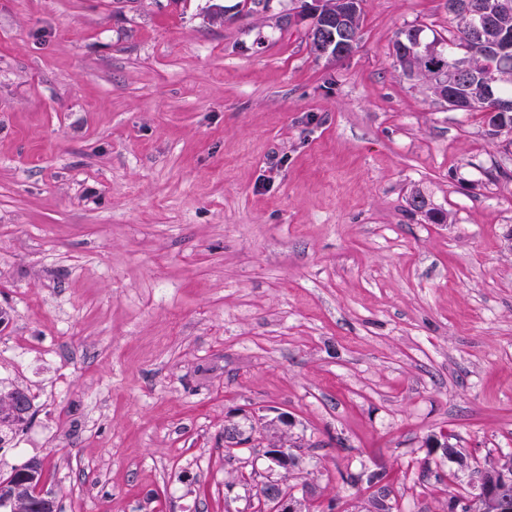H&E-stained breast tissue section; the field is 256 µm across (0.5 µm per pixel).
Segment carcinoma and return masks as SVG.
I'll list each match as a JSON object with an SVG mask.
<instances>
[{
  "label": "carcinoma",
  "instance_id": "obj_1",
  "mask_svg": "<svg viewBox=\"0 0 512 512\" xmlns=\"http://www.w3.org/2000/svg\"><path fill=\"white\" fill-rule=\"evenodd\" d=\"M464 0H453L448 5V15L454 23V29L448 38H439L448 52L468 40L470 30L467 28V14L462 8ZM393 49L397 62L404 73L418 75L431 83V89L438 98H447L448 106H465V111H477L484 113L487 125L497 124L496 117L491 115L492 105L488 101L487 90H493L498 97L512 98V12L502 15L491 21L485 30L482 42L468 58L467 75L457 81L451 88L450 94H445L434 79L431 66H450V58L445 56L435 62L430 61L419 52L408 54L402 51L399 42L393 43ZM508 72L509 77L498 84H490V74L493 72ZM32 403L20 413H8L5 407L0 405V443L4 436L27 422L31 417ZM43 478V465L38 460H29L21 467L13 469L8 474H0V501L21 502L20 507L14 512H52L56 504H48L40 496Z\"/></svg>",
  "mask_w": 512,
  "mask_h": 512
}]
</instances>
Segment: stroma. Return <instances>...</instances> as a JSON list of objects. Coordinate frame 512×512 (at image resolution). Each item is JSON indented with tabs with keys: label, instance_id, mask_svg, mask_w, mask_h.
Listing matches in <instances>:
<instances>
[{
	"label": "stroma",
	"instance_id": "obj_1",
	"mask_svg": "<svg viewBox=\"0 0 512 512\" xmlns=\"http://www.w3.org/2000/svg\"><path fill=\"white\" fill-rule=\"evenodd\" d=\"M0 0V387L59 512H256L280 414L323 512H446L512 455V151L393 55L446 0ZM418 189L449 220L407 204ZM54 360L14 361L17 337ZM447 438L452 453L433 447ZM326 0H299V7L296 17L300 20L309 21V32L321 29L323 35L319 32L320 39V55L331 59H340L351 55L356 49L359 41L357 33L352 34L346 30L343 25L344 18L341 15H334L328 12L325 5ZM342 31V37L337 38L338 30ZM10 390V389H9ZM7 390V391H9ZM0 390V444L4 441V436H6L8 433H13L14 429L25 422H27L31 417V409H32V403L31 399L29 398L27 402V406L24 410H20L23 407V400L22 395L26 396V393L24 391H21L18 389L19 393L15 396V400L12 401L10 399H6L5 401H2L3 404L10 409V411L14 412H20L17 413H8L5 412V407L1 404V394L7 392ZM16 408V409H15ZM2 411L3 416H2ZM4 435V436H3ZM276 423L269 424L267 431L255 439L252 436L248 439L247 445H243L239 441L242 439L241 432L238 424H226L224 427V439L226 444L230 448L246 447L254 445L255 443L260 444L265 448V458L269 462L270 470H283L288 473V469L294 466L296 459L288 453V448L294 447L288 439V433L284 427H288L291 424V420L288 416L282 415Z\"/></svg>",
	"mask_w": 512,
	"mask_h": 512
}]
</instances>
